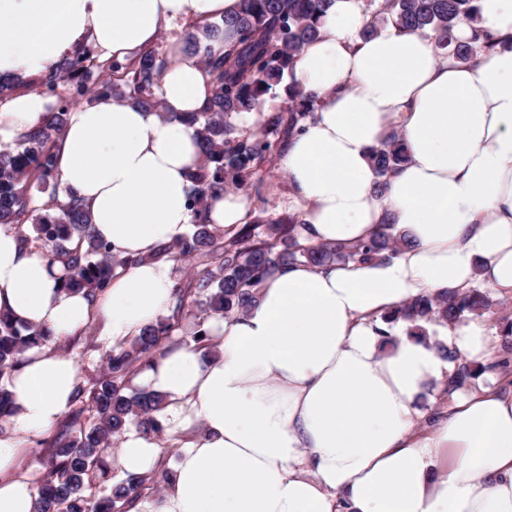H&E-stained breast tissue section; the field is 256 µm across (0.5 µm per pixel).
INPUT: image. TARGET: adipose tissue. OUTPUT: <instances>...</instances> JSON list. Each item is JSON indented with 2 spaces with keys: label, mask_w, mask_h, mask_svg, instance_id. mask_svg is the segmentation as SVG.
Here are the masks:
<instances>
[{
  "label": "adipose tissue",
  "mask_w": 512,
  "mask_h": 512,
  "mask_svg": "<svg viewBox=\"0 0 512 512\" xmlns=\"http://www.w3.org/2000/svg\"><path fill=\"white\" fill-rule=\"evenodd\" d=\"M473 26L504 39L475 66L425 35L392 25L362 37L361 0H336L317 40L294 60L318 105L283 159L306 242L357 243L393 224L411 239L389 262L293 265L269 279L245 315L215 318L219 353L181 346L143 372L165 396L169 435L196 424L163 493L140 512H512V388L457 399L419 428L420 402L452 366L386 317L405 301L484 282L512 297V0H475ZM241 0H0V78L51 70L88 42L118 60L152 45L172 21L231 17ZM160 83L165 115L101 99L71 110L58 157L62 187L92 214L115 253L143 256L96 303L63 291L50 265L0 229V310L63 336L105 314L112 342L134 336L170 302L169 266L149 261L191 222L188 177L200 155L183 112L212 82L184 42ZM34 91L0 97V149L42 121ZM399 131L408 161L375 192L370 154ZM469 362L487 363L494 330L474 319L438 327ZM74 359L29 350L7 378L16 411L0 435V512H32L18 478L23 442L70 410ZM159 444L127 431L118 463L150 469Z\"/></svg>",
  "instance_id": "1"
}]
</instances>
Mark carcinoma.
Here are the masks:
<instances>
[{
    "instance_id": "carcinoma-1",
    "label": "carcinoma",
    "mask_w": 512,
    "mask_h": 512,
    "mask_svg": "<svg viewBox=\"0 0 512 512\" xmlns=\"http://www.w3.org/2000/svg\"><path fill=\"white\" fill-rule=\"evenodd\" d=\"M242 2L236 16L197 23L189 35L194 49L224 35L226 27L235 32L236 41L222 56L203 57L213 80V94L200 111L183 115L196 131L201 155L189 176L191 229L149 256L154 262L174 264L195 258L200 270L174 282L169 315L112 345L105 351L99 373L78 378L73 392L76 408L55 437L42 441L44 470L37 480L32 512H132L143 499L160 493L173 472L169 450L146 472L127 474L107 485L109 474L118 469L112 444L126 430L133 427L154 439L164 435L157 418L165 406L164 396L137 383L151 361L169 345L192 344L209 354L217 353L218 343L205 328L208 319L246 313L258 301L265 280L285 266L386 261L411 244L391 224L383 225L371 240L349 246L303 243V225L291 215L271 224L258 217L242 226L210 222L209 200L223 196L230 185L248 184L255 170L275 162L273 142L240 123L238 117L253 111L264 95L292 76L293 56L317 37L332 0ZM475 13L473 0H381L363 34L370 36L377 26L391 23L423 33L459 62L476 65L481 56L495 50L499 38L484 29L474 30L468 40L454 37V29L473 23ZM167 67L166 58L153 52L99 62L78 48L40 76L38 83L54 92L60 82L68 80L81 97L88 91L93 101L129 98L156 110L160 106L156 90ZM290 91L297 106L286 115H267L265 126L293 136L302 131L300 123L313 117L316 100L294 85ZM69 107L68 99H59L48 121L0 150V226L15 231L24 246L45 251L50 263H61L63 290L93 303L109 288L116 269L138 265L143 258L112 254L110 245L94 234L86 205L66 194L59 182L56 156ZM371 159L379 178L375 191L381 192L408 156L400 136L392 133ZM35 188L48 193V200L40 206L33 196ZM496 306L490 293L476 285L410 300L395 311L394 318L408 324L409 334L425 336L428 325L462 322L470 315L490 313ZM57 341L50 330L18 325L0 311V379L21 364L28 350ZM439 352L454 365L442 389L448 397L467 390L485 372L508 371L506 359L471 365L461 361L454 348L441 344ZM13 408L12 393L0 382V434Z\"/></svg>"
}]
</instances>
